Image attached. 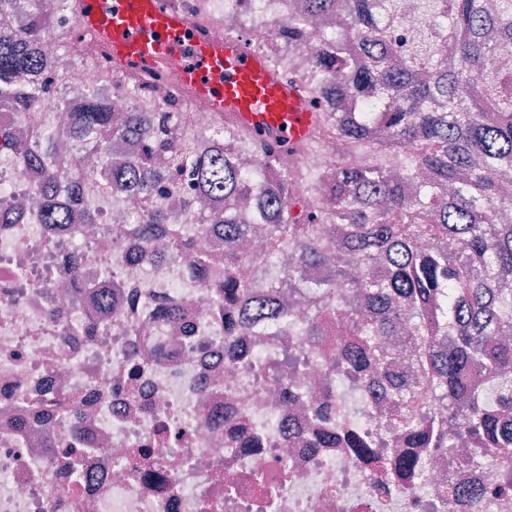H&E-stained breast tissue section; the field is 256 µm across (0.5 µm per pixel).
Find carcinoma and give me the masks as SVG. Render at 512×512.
Listing matches in <instances>:
<instances>
[{
	"instance_id": "cac0c4a2",
	"label": "carcinoma",
	"mask_w": 512,
	"mask_h": 512,
	"mask_svg": "<svg viewBox=\"0 0 512 512\" xmlns=\"http://www.w3.org/2000/svg\"><path fill=\"white\" fill-rule=\"evenodd\" d=\"M422 0H288V48L306 53L322 79L293 76L320 107L319 121L298 150L271 155L232 121L202 151L181 130L172 100L165 112H130L113 124L107 102L87 94L58 135L91 141L104 183H124L144 199L135 240L147 250L158 237L210 276L195 242L181 236L178 218L158 199L187 183L199 197L217 196L224 210H189L184 223L224 234V278L212 281L224 297L225 335L246 336L264 323L288 318L307 336L325 335L324 320L342 306L349 339L327 363L371 385L397 405L413 448H451L444 420L429 416L431 395L448 407L458 435L476 448H500L512 464V384L499 409L483 407V381L512 377V347L496 337L512 333V0H430L433 23L395 39V29ZM55 30L39 10L21 29L0 26V106L24 120L55 88L41 44ZM18 165L38 164L49 188L61 170L45 139L13 134ZM134 139L139 153L119 172L109 157ZM340 146L328 167L312 174L297 158L331 143ZM259 163L254 177L241 161L242 146ZM159 157L165 166H156ZM43 223L66 221L63 196L48 199ZM254 224L266 225V253H285L288 266L264 286L251 279L239 242ZM342 249L347 262L333 266ZM321 269L316 279L309 270ZM266 288V293L258 287ZM307 297L306 311L290 314L278 297ZM413 322L412 366L420 377L377 354L363 336H394L404 315ZM370 442L330 426L311 447Z\"/></svg>"
}]
</instances>
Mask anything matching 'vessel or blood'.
<instances>
[{
  "label": "vessel or blood",
  "mask_w": 512,
  "mask_h": 512,
  "mask_svg": "<svg viewBox=\"0 0 512 512\" xmlns=\"http://www.w3.org/2000/svg\"><path fill=\"white\" fill-rule=\"evenodd\" d=\"M76 23L107 51L114 69L175 68L215 117L285 146L310 136L317 109L247 39L213 41L174 0H70Z\"/></svg>",
  "instance_id": "1"
}]
</instances>
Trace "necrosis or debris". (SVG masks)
<instances>
[{
  "label": "necrosis or debris",
  "mask_w": 512,
  "mask_h": 512,
  "mask_svg": "<svg viewBox=\"0 0 512 512\" xmlns=\"http://www.w3.org/2000/svg\"><path fill=\"white\" fill-rule=\"evenodd\" d=\"M189 3L211 39L232 35L222 16L236 0ZM249 17L250 40L273 44L277 70L311 74L267 25L287 22L288 0H252ZM43 59L64 74L40 103L45 126L63 125L93 90L119 121L160 111L172 92L170 74L138 70L133 93L116 92L102 73L66 63L53 36ZM61 180L77 197L68 220L41 223L40 170L20 169L0 142V512H512V492L449 500L448 487L473 489L505 471L493 450L463 441L418 449L413 477L394 479L404 431L367 384L325 362L324 348L347 338L339 319L321 345L285 321L226 343L214 288L168 258L166 240L144 253L113 235L140 211L131 192L101 185L90 167ZM84 198L100 209L98 223H87ZM77 277L114 286L91 332ZM162 302L176 317L156 318ZM325 403L333 421L369 436L371 459L310 447Z\"/></svg>",
  "instance_id": "obj_1"
}]
</instances>
